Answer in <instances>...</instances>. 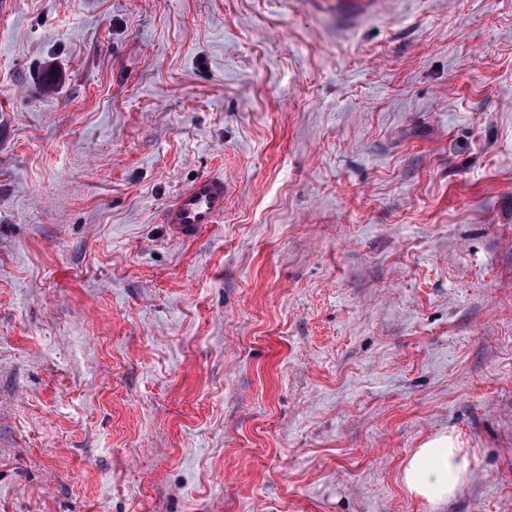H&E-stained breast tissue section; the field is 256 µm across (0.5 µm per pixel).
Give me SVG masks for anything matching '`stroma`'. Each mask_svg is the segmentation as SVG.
Instances as JSON below:
<instances>
[{
    "instance_id": "stroma-1",
    "label": "stroma",
    "mask_w": 512,
    "mask_h": 512,
    "mask_svg": "<svg viewBox=\"0 0 512 512\" xmlns=\"http://www.w3.org/2000/svg\"><path fill=\"white\" fill-rule=\"evenodd\" d=\"M0 512H512V0H10ZM228 192L229 184L222 173L202 175L166 204L161 223L169 224L177 238H193L206 225L220 223ZM470 459L457 438L441 435L425 442L407 458L402 482L407 491L433 504L457 496L470 474Z\"/></svg>"
}]
</instances>
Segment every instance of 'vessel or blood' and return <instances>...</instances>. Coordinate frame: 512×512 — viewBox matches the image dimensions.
<instances>
[{"instance_id":"1","label":"vessel or blood","mask_w":512,"mask_h":512,"mask_svg":"<svg viewBox=\"0 0 512 512\" xmlns=\"http://www.w3.org/2000/svg\"><path fill=\"white\" fill-rule=\"evenodd\" d=\"M228 192L229 184L223 174L202 175L166 204L161 221L169 225L176 237H195L206 225L220 223L223 219Z\"/></svg>"}]
</instances>
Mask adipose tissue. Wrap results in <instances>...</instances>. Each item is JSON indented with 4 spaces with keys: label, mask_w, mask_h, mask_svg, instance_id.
<instances>
[{
    "label": "adipose tissue",
    "mask_w": 512,
    "mask_h": 512,
    "mask_svg": "<svg viewBox=\"0 0 512 512\" xmlns=\"http://www.w3.org/2000/svg\"><path fill=\"white\" fill-rule=\"evenodd\" d=\"M470 474V459L457 438L441 435L425 442L407 458L402 482L407 491L433 504L457 496Z\"/></svg>",
    "instance_id": "ef3b65f1"
}]
</instances>
